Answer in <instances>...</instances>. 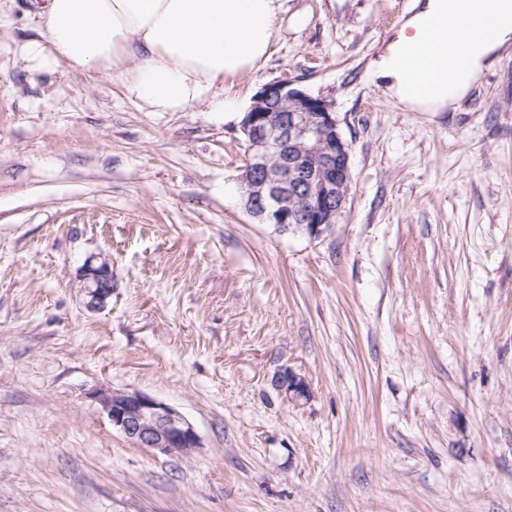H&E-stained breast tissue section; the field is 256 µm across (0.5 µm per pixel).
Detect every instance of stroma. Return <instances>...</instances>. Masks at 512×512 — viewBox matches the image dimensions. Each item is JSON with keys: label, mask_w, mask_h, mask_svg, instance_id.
<instances>
[{"label": "stroma", "mask_w": 512, "mask_h": 512, "mask_svg": "<svg viewBox=\"0 0 512 512\" xmlns=\"http://www.w3.org/2000/svg\"><path fill=\"white\" fill-rule=\"evenodd\" d=\"M36 3L0 0V512H512V49L455 110L412 112L375 63L414 0H276L269 57L224 84L240 111L151 112L31 72ZM273 81L351 144L318 240L241 205V111ZM104 388L201 448L134 447ZM81 291L86 307L99 310L112 297V265L106 258L89 257L80 268ZM280 390L288 394L290 399H301L308 396V386L305 380L292 369L283 370L275 379ZM113 429L134 447L156 455L189 457L201 446L194 425L177 409L136 391L100 389L94 394Z\"/></svg>", "instance_id": "35a3bbf8"}]
</instances>
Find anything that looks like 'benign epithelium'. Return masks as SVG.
Instances as JSON below:
<instances>
[{"instance_id":"benign-epithelium-1","label":"benign epithelium","mask_w":512,"mask_h":512,"mask_svg":"<svg viewBox=\"0 0 512 512\" xmlns=\"http://www.w3.org/2000/svg\"><path fill=\"white\" fill-rule=\"evenodd\" d=\"M245 148L241 202L261 224L311 239L329 234L345 210L352 182L351 144L328 100L290 84L268 83L240 122ZM86 307L99 310L112 297V265L89 257L80 268ZM291 399L308 396L291 369L275 379ZM94 398L112 428L136 448L189 457L202 448L194 425L177 409L136 391L100 389Z\"/></svg>"}]
</instances>
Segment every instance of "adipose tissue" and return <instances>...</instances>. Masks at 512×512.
<instances>
[{
	"label": "adipose tissue",
	"instance_id": "obj_1",
	"mask_svg": "<svg viewBox=\"0 0 512 512\" xmlns=\"http://www.w3.org/2000/svg\"><path fill=\"white\" fill-rule=\"evenodd\" d=\"M36 14L46 39L18 47L32 71L116 78L152 112L237 111L213 89L258 69L275 31L274 0H44ZM511 47L512 0H415L376 74L406 109L443 112Z\"/></svg>",
	"mask_w": 512,
	"mask_h": 512
}]
</instances>
